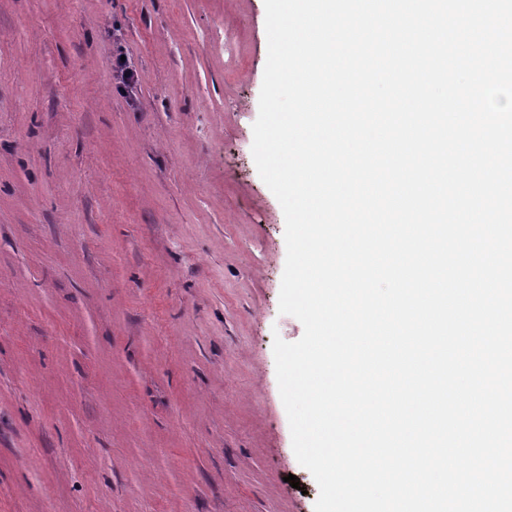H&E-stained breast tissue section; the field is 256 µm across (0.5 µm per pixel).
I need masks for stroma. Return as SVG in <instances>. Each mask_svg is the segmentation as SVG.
<instances>
[{"instance_id":"35a3bbf8","label":"stroma","mask_w":512,"mask_h":512,"mask_svg":"<svg viewBox=\"0 0 512 512\" xmlns=\"http://www.w3.org/2000/svg\"><path fill=\"white\" fill-rule=\"evenodd\" d=\"M265 20L0 0V512H314L273 354L303 335L285 217L252 155Z\"/></svg>"}]
</instances>
